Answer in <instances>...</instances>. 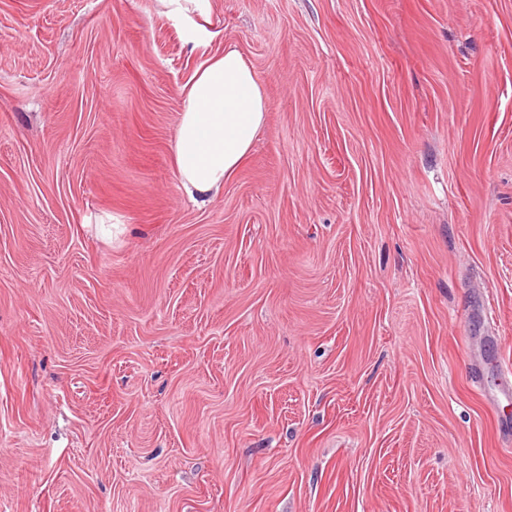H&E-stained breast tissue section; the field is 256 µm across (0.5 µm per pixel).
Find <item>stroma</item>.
<instances>
[{
    "label": "stroma",
    "instance_id": "stroma-1",
    "mask_svg": "<svg viewBox=\"0 0 512 512\" xmlns=\"http://www.w3.org/2000/svg\"><path fill=\"white\" fill-rule=\"evenodd\" d=\"M229 46L266 122L197 206ZM508 388L512 0H0L5 512H512ZM183 112L172 138L183 194L205 203L224 190L248 156L266 118L262 86L235 48L205 60L181 90Z\"/></svg>",
    "mask_w": 512,
    "mask_h": 512
}]
</instances>
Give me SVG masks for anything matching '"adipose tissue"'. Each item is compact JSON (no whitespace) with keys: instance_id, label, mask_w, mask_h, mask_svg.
Returning <instances> with one entry per match:
<instances>
[{"instance_id":"adipose-tissue-1","label":"adipose tissue","mask_w":512,"mask_h":512,"mask_svg":"<svg viewBox=\"0 0 512 512\" xmlns=\"http://www.w3.org/2000/svg\"><path fill=\"white\" fill-rule=\"evenodd\" d=\"M183 110L172 138L183 194L204 203L248 156L266 118L262 86L234 48L205 60L181 90Z\"/></svg>"}]
</instances>
